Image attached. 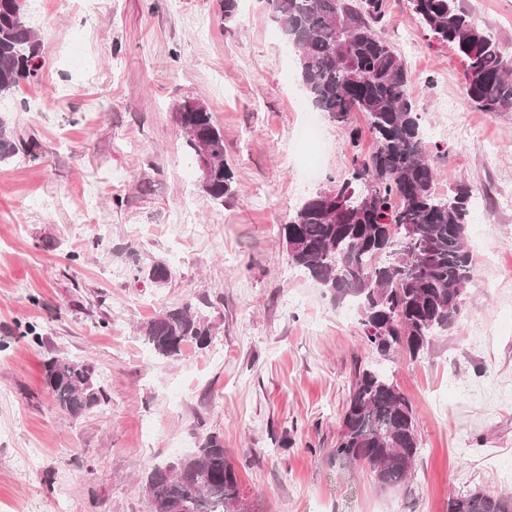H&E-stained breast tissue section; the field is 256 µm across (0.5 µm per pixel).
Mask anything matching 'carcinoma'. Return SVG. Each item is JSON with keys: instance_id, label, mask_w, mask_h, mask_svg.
Here are the masks:
<instances>
[{"instance_id": "1", "label": "carcinoma", "mask_w": 512, "mask_h": 512, "mask_svg": "<svg viewBox=\"0 0 512 512\" xmlns=\"http://www.w3.org/2000/svg\"><path fill=\"white\" fill-rule=\"evenodd\" d=\"M427 36L465 61L463 91L485 112H512V58L475 25L462 0H410ZM273 18L297 49L300 78L311 105L346 134L351 177L336 182L337 215L314 197L301 202L279 237L288 262L340 306L362 314L365 345L391 356L405 350L414 361L463 314L461 301L473 278L467 245L473 195L456 183L436 193L434 159L411 97L413 80L381 34L385 0H268ZM25 0H0V97L38 76L39 40L24 20ZM361 112L375 140L359 152ZM176 121L194 157L207 144L211 168L202 191L215 201L235 194L224 159V133L210 109L183 103ZM20 139L0 121V161L15 156ZM218 330L206 312L187 302L159 313L143 338L159 357L175 359L188 345L210 346ZM44 385L56 405L73 417L108 400L94 367L52 357ZM420 452L415 413L384 375L356 374L330 455L344 465L368 468L384 491H411ZM150 512H252L223 439L202 431L191 455L152 469L144 479ZM448 512H512V495L482 490L448 499Z\"/></svg>"}]
</instances>
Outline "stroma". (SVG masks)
I'll list each match as a JSON object with an SVG mask.
<instances>
[{
    "instance_id": "35a3bbf8",
    "label": "stroma",
    "mask_w": 512,
    "mask_h": 512,
    "mask_svg": "<svg viewBox=\"0 0 512 512\" xmlns=\"http://www.w3.org/2000/svg\"><path fill=\"white\" fill-rule=\"evenodd\" d=\"M463 3L512 54V0ZM30 23L40 78L0 98L27 145L0 162V512H58L63 489L65 512H149L147 472L201 428L223 438L253 512H448L454 492L512 491V113L466 98L462 58L426 39L409 0H387L383 34L441 132L435 186L466 183L482 204L464 313L415 362L369 349L357 307L335 306L277 238L351 156L325 115L317 141L300 138L298 54L266 0L229 20L221 0H43ZM187 101L224 133L230 199L201 189L176 122ZM157 262L174 271L161 287L147 277ZM201 300L219 327L210 348L158 359L142 326ZM53 356L91 362L108 403L61 411L44 386ZM360 364L418 418L410 493L330 455Z\"/></svg>"
}]
</instances>
